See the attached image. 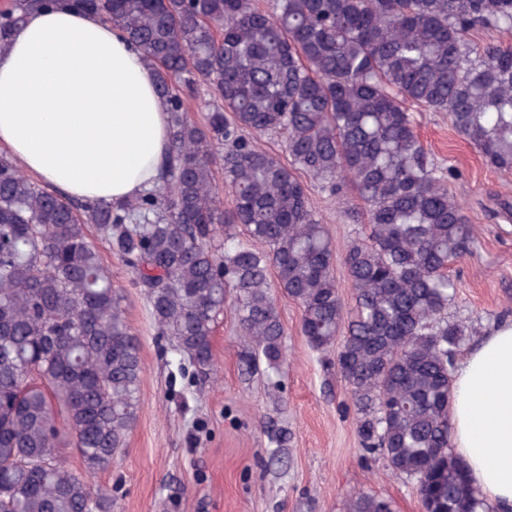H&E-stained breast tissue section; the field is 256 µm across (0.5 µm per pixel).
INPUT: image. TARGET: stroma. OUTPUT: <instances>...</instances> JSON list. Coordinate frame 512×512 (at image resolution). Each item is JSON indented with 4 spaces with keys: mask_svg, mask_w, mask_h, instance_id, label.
Wrapping results in <instances>:
<instances>
[{
    "mask_svg": "<svg viewBox=\"0 0 512 512\" xmlns=\"http://www.w3.org/2000/svg\"><path fill=\"white\" fill-rule=\"evenodd\" d=\"M414 118L421 142L477 229L472 253L451 269L458 288L447 316L466 321L478 338L512 320V216L503 208L512 203V175L489 168L446 113L418 111ZM312 202L330 227L336 280L346 287L342 258L362 227L327 193L313 192ZM103 258L140 340V409L112 466L89 476L76 452L66 449L62 456L93 490L111 494L112 512H343L361 491L391 500L394 512H421L412 484L380 457L364 455L336 354L307 345L296 303L276 297L287 356L278 375L242 377L241 340L227 315L213 335L216 368L200 376L179 364L167 338L158 335L131 269L112 253ZM271 420L288 428L287 447L269 443L265 425Z\"/></svg>",
    "mask_w": 512,
    "mask_h": 512,
    "instance_id": "1",
    "label": "stroma"
}]
</instances>
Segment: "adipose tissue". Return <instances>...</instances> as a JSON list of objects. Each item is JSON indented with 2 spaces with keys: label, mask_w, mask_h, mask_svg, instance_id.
Segmentation results:
<instances>
[{
  "label": "adipose tissue",
  "mask_w": 512,
  "mask_h": 512,
  "mask_svg": "<svg viewBox=\"0 0 512 512\" xmlns=\"http://www.w3.org/2000/svg\"><path fill=\"white\" fill-rule=\"evenodd\" d=\"M168 140L151 67L95 15L31 14L0 52V147L63 195H140L156 186ZM451 424L472 483L499 512H512V321L459 362Z\"/></svg>",
  "instance_id": "ef3b65f1"
}]
</instances>
